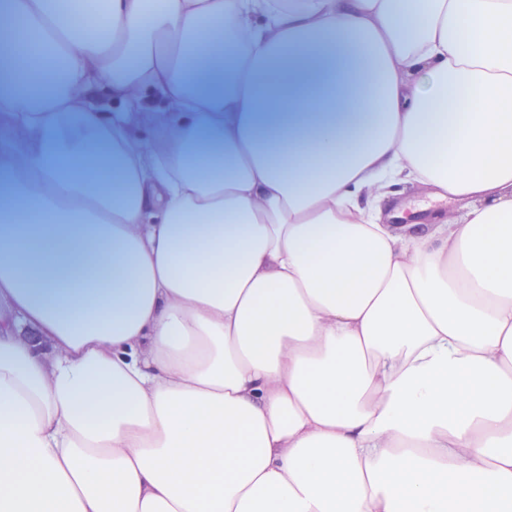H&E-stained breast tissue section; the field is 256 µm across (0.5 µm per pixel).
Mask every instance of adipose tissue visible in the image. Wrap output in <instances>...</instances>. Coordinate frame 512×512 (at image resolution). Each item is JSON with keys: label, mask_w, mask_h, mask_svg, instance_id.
<instances>
[{"label": "adipose tissue", "mask_w": 512, "mask_h": 512, "mask_svg": "<svg viewBox=\"0 0 512 512\" xmlns=\"http://www.w3.org/2000/svg\"><path fill=\"white\" fill-rule=\"evenodd\" d=\"M0 35V512H512V0ZM389 193L381 198L382 223L399 224L388 216L394 213L396 207L403 206L410 213V221L401 224L425 223L426 217L433 213L448 218V222L456 220L463 212V203L455 200H435L428 195L427 189L419 184L399 185L388 189Z\"/></svg>", "instance_id": "ef3b65f1"}]
</instances>
